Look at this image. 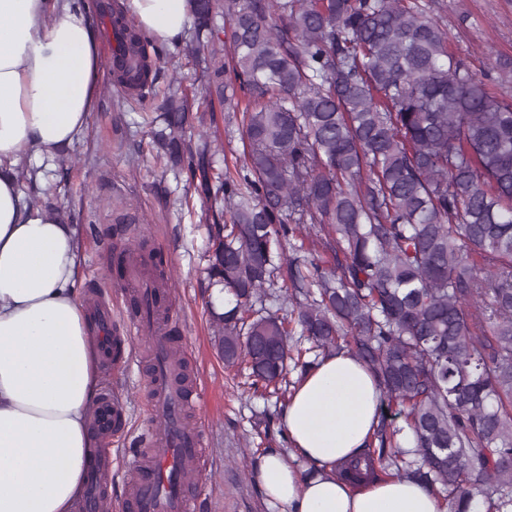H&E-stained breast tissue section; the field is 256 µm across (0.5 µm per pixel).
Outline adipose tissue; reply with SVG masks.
Returning <instances> with one entry per match:
<instances>
[{
    "mask_svg": "<svg viewBox=\"0 0 512 512\" xmlns=\"http://www.w3.org/2000/svg\"><path fill=\"white\" fill-rule=\"evenodd\" d=\"M136 30L182 43L190 0H121ZM92 0H0V512H73L96 438V340L78 298V249L57 211L29 203L15 175L86 132L103 75ZM381 392L344 350L304 376L281 414L301 474L272 451L255 465L280 512H442L421 484L356 485L335 467L358 456Z\"/></svg>",
    "mask_w": 512,
    "mask_h": 512,
    "instance_id": "1",
    "label": "adipose tissue"
}]
</instances>
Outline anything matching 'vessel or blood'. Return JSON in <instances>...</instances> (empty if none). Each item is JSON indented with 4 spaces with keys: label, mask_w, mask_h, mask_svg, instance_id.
<instances>
[{
    "label": "vessel or blood",
    "mask_w": 512,
    "mask_h": 512,
    "mask_svg": "<svg viewBox=\"0 0 512 512\" xmlns=\"http://www.w3.org/2000/svg\"><path fill=\"white\" fill-rule=\"evenodd\" d=\"M113 265L116 284L134 311L128 332L146 339L153 359L149 396L153 427L143 440L147 453L133 473L125 508L127 512H196L197 500L188 488L205 440L201 430L183 423L182 416L201 399L195 388L182 381V364L166 338L174 320L169 292L159 278L147 273L146 261L135 247L116 251ZM127 412L122 396L104 392L93 411L94 435L104 440L118 437ZM110 464L108 455L99 456L80 512H100L106 500L103 475Z\"/></svg>",
    "instance_id": "vessel-or-blood-1"
}]
</instances>
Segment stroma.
Returning <instances> with one entry per match:
<instances>
[{
	"label": "stroma",
	"mask_w": 512,
	"mask_h": 512,
	"mask_svg": "<svg viewBox=\"0 0 512 512\" xmlns=\"http://www.w3.org/2000/svg\"><path fill=\"white\" fill-rule=\"evenodd\" d=\"M440 2L456 55L478 78L512 87V0ZM156 66L158 75L149 91L153 107L161 106L175 75L194 98L195 111H208L201 63L186 61L175 71L160 59ZM112 91L113 77L108 74L92 123L70 151L69 162H39V200L58 206L75 227L81 299L89 301L95 294L111 299L117 336L125 333L128 312L113 284L112 257L149 233L148 248L171 273L178 319L170 327L169 340L185 354L186 373L203 393L201 409L188 415L189 422L201 424L206 437L203 470L192 481L199 512H274L254 480L253 467L268 449L291 453L280 420L283 404L254 391L247 370L225 367L217 350L205 274V201L186 174L157 163L146 115L116 107ZM144 350V344H137L135 364L120 372L102 370L99 381L100 389L118 392L128 402L124 433L109 450V512H119L132 476L133 454L151 426L144 389L149 360Z\"/></svg>",
	"instance_id": "obj_1"
}]
</instances>
